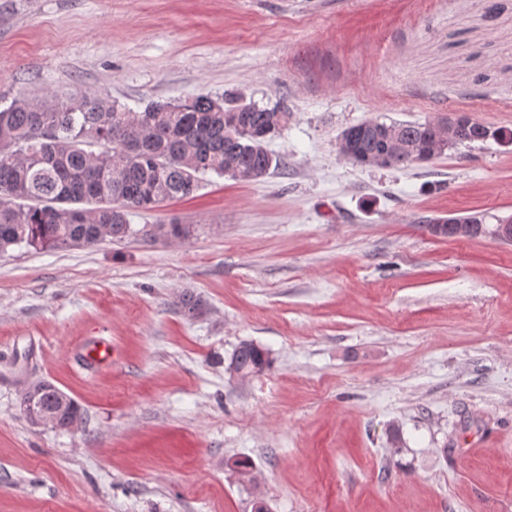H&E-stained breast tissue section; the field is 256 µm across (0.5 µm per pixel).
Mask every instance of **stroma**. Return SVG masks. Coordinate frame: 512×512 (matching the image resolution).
<instances>
[{
	"label": "stroma",
	"instance_id": "obj_1",
	"mask_svg": "<svg viewBox=\"0 0 512 512\" xmlns=\"http://www.w3.org/2000/svg\"><path fill=\"white\" fill-rule=\"evenodd\" d=\"M490 2L0 0L2 102L234 90L290 112L281 168L129 216L185 240L0 253V512H512V243L425 229L512 216V141L400 169L336 152L375 117L512 131V0ZM245 340L272 364L243 382ZM33 381L85 422L31 424ZM486 217L483 215V214H474V215H470V216H467V217H462V218H457V217H448V220H437L434 222V224H429L426 226L428 232L434 236H439L440 235V226L439 224H446L447 226V231H446V236L448 237H454L455 235V232H454V229H452L453 231L450 233V235H448V228L453 225V224H467L469 226H481L482 224H484V230L485 232L482 234L484 236H492V227H489L488 224H486Z\"/></svg>",
	"mask_w": 512,
	"mask_h": 512
}]
</instances>
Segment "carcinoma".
Returning <instances> with one entry per match:
<instances>
[{"label":"carcinoma","instance_id":"cac0c4a2","mask_svg":"<svg viewBox=\"0 0 512 512\" xmlns=\"http://www.w3.org/2000/svg\"><path fill=\"white\" fill-rule=\"evenodd\" d=\"M238 95L196 94L184 99L150 100L132 112L108 96L52 90L39 98L19 95L0 108V253L13 246L67 249L120 241L137 234L149 240H184L182 224H146L136 230L131 211H150L161 203L188 198L209 173L255 181L283 165L267 150L288 123L282 106L246 110ZM361 129L349 161L382 159L385 167H408L434 159L439 137L432 122L387 123L378 118ZM391 124L416 146L414 155L390 152L377 127ZM175 306L188 318L200 314V299L179 297ZM270 364L269 352L243 341L231 358L241 380ZM36 411L54 428L81 423L78 404L51 383L40 381Z\"/></svg>","mask_w":512,"mask_h":512}]
</instances>
